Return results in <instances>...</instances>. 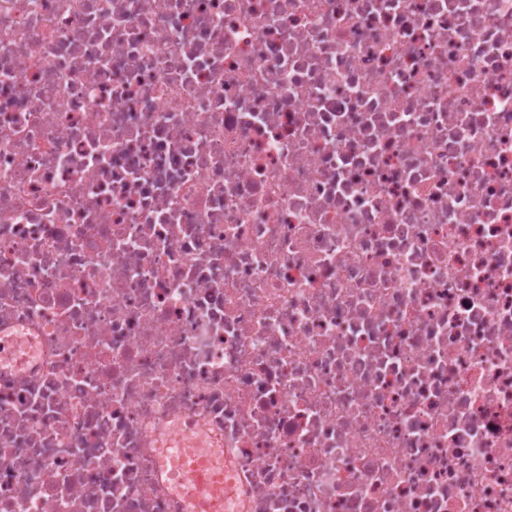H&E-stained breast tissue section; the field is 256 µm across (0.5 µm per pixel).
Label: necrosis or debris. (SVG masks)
I'll return each instance as SVG.
<instances>
[{
    "label": "necrosis or debris",
    "mask_w": 512,
    "mask_h": 512,
    "mask_svg": "<svg viewBox=\"0 0 512 512\" xmlns=\"http://www.w3.org/2000/svg\"><path fill=\"white\" fill-rule=\"evenodd\" d=\"M512 512V0H0V512Z\"/></svg>",
    "instance_id": "4bbe7bcc"
}]
</instances>
